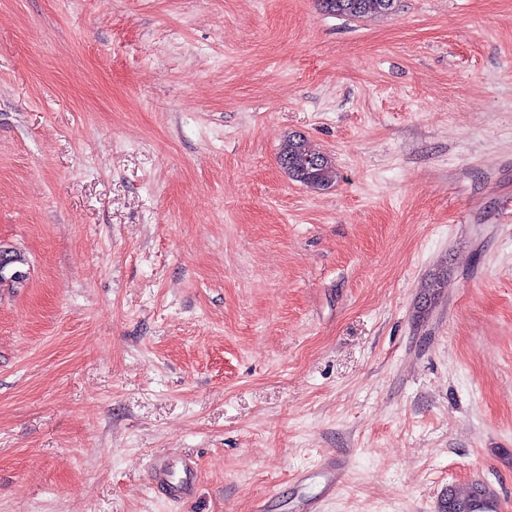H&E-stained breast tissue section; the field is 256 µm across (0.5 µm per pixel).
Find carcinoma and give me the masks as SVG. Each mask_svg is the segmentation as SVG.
Masks as SVG:
<instances>
[{"label":"carcinoma","mask_w":512,"mask_h":512,"mask_svg":"<svg viewBox=\"0 0 512 512\" xmlns=\"http://www.w3.org/2000/svg\"><path fill=\"white\" fill-rule=\"evenodd\" d=\"M324 11L351 18H363L391 12L395 0H318ZM279 161L288 176L315 190L330 187L337 178L333 160L316 150L304 137L290 136L279 152ZM23 254L13 245L0 240V286L20 284L26 280ZM495 494L479 483L448 488L446 512H498Z\"/></svg>","instance_id":"obj_1"}]
</instances>
